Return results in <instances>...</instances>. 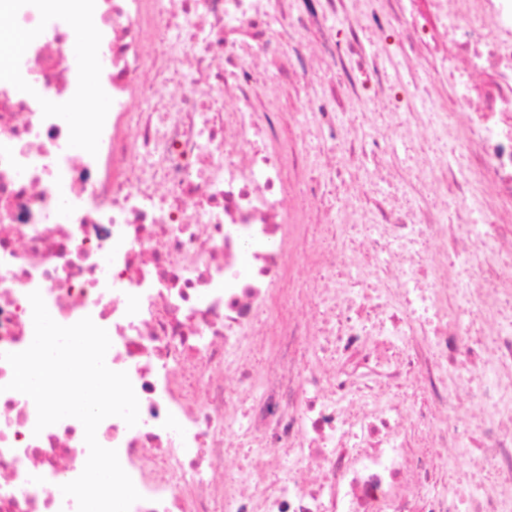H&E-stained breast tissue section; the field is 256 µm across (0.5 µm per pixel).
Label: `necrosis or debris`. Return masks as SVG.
<instances>
[{"instance_id": "necrosis-or-debris-1", "label": "necrosis or debris", "mask_w": 512, "mask_h": 512, "mask_svg": "<svg viewBox=\"0 0 512 512\" xmlns=\"http://www.w3.org/2000/svg\"><path fill=\"white\" fill-rule=\"evenodd\" d=\"M63 2L0 0V353L34 291L107 331L130 512H512V0ZM11 378L0 512H77L84 428Z\"/></svg>"}]
</instances>
